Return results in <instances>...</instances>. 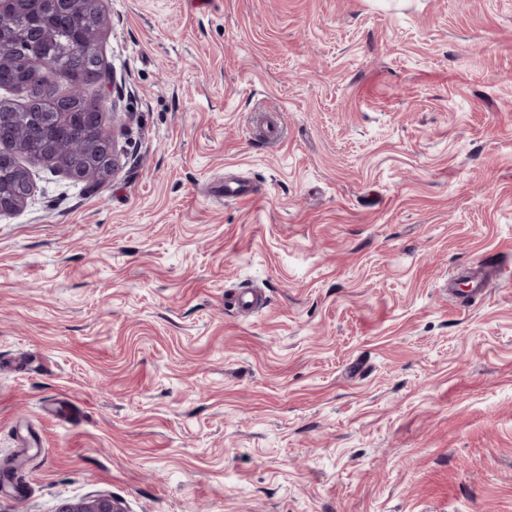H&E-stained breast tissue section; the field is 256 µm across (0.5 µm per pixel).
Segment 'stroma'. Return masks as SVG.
<instances>
[{"label": "stroma", "instance_id": "obj_1", "mask_svg": "<svg viewBox=\"0 0 512 512\" xmlns=\"http://www.w3.org/2000/svg\"><path fill=\"white\" fill-rule=\"evenodd\" d=\"M102 5L119 168L0 215V512H512V0ZM56 512H126L116 499L99 496L90 499L68 500L61 503Z\"/></svg>", "mask_w": 512, "mask_h": 512}]
</instances>
